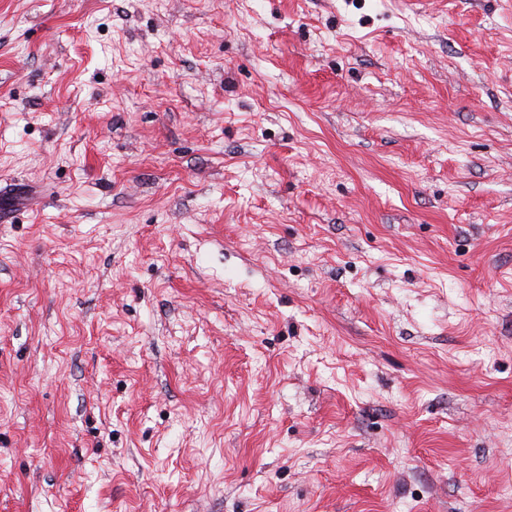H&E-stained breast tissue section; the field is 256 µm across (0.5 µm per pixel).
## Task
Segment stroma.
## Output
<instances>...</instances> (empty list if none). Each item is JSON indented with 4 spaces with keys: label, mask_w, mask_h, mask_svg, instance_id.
Masks as SVG:
<instances>
[{
    "label": "stroma",
    "mask_w": 512,
    "mask_h": 512,
    "mask_svg": "<svg viewBox=\"0 0 512 512\" xmlns=\"http://www.w3.org/2000/svg\"><path fill=\"white\" fill-rule=\"evenodd\" d=\"M0 512H512V0H0Z\"/></svg>",
    "instance_id": "obj_1"
}]
</instances>
